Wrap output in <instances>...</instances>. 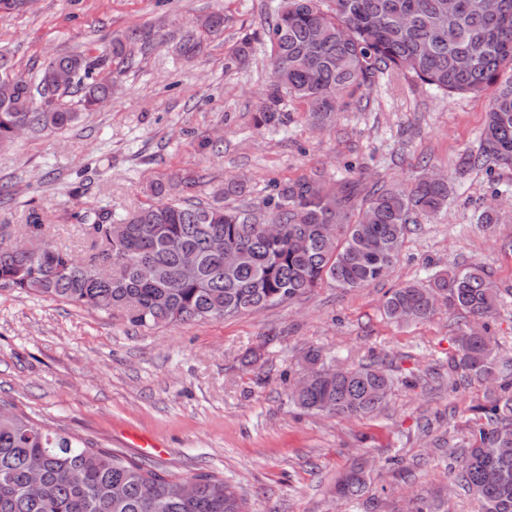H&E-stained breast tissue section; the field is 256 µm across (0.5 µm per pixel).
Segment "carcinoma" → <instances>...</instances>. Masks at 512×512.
Wrapping results in <instances>:
<instances>
[{
	"mask_svg": "<svg viewBox=\"0 0 512 512\" xmlns=\"http://www.w3.org/2000/svg\"><path fill=\"white\" fill-rule=\"evenodd\" d=\"M204 29L186 33L179 54L191 60L212 36L224 34V11L202 17ZM270 43L271 81L253 113L258 129L283 123L288 102L317 100L311 121L328 125L346 98L379 73L401 71L445 96L491 93L477 153L464 154L460 172L476 167L512 166V0H281L263 28ZM148 47L150 34L130 28L97 55L86 51L51 58L36 80L14 71L0 54V146L15 140L14 129L55 132L75 123L80 111L96 109L112 94L99 81L102 68L127 69L131 47ZM252 39L241 38L228 64L244 63ZM80 95L81 109L65 104ZM206 175L176 173L150 185L156 201L124 215L110 210H73L65 220L79 225L96 255L85 262L45 241L35 254L18 244L0 251V286L46 300L67 301L92 312L116 313L131 326L151 329L196 320H223L313 293L328 285L352 290L386 277L396 265L409 225L448 207V179L420 175L395 187L358 198L314 174L272 185L263 209L224 205L242 193L228 181L210 201L191 190ZM280 226L268 236L263 225ZM42 213L31 210L25 236H44ZM240 254L228 266L211 250ZM199 259L192 279L180 276L183 254ZM450 313L481 323L465 324L454 339L448 370L455 383L492 382L477 409L469 446L451 452L454 481L481 504L482 512H512V375L497 364L499 343L489 321L501 292L477 263L445 270L427 283L391 289L383 304L398 322L430 319L435 300ZM394 378L379 365L341 369L333 379L289 387L290 403L309 415L366 418L379 413ZM39 466L46 492L31 485ZM195 493H173L179 478L110 448L51 430L23 412L0 404V512H249L235 484L200 472L189 476ZM369 481L366 468L351 466L336 482V499L360 498Z\"/></svg>",
	"mask_w": 512,
	"mask_h": 512,
	"instance_id": "cac0c4a2",
	"label": "carcinoma"
}]
</instances>
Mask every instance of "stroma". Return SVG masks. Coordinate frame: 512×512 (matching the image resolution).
Masks as SVG:
<instances>
[{
    "instance_id": "1",
    "label": "stroma",
    "mask_w": 512,
    "mask_h": 512,
    "mask_svg": "<svg viewBox=\"0 0 512 512\" xmlns=\"http://www.w3.org/2000/svg\"><path fill=\"white\" fill-rule=\"evenodd\" d=\"M280 0H35L0 16V51L26 77L49 55L101 52L138 27L152 46L114 72L111 100L70 129L22 134L0 150V248L16 245L31 210L44 213L57 246L89 259L73 210L125 213L146 202L147 185L173 172H207L196 195L246 180L232 206L260 205L272 182L322 174L337 186H393L429 168L451 179L448 208L411 225L400 258L380 281L314 294L223 321L135 328L120 316L0 287V402L53 430L117 449L181 476L209 472L233 482L252 512H407L410 501L440 512H480L450 484L449 447L469 440L485 386L452 388L448 360L464 315L439 310L396 323L382 303L398 284L424 282L480 263L505 294L493 329L512 364V167L457 176L460 156L478 151L488 97L451 99L411 78L378 75L331 126L288 105L283 124L256 130L252 116L271 80L266 17ZM229 17L194 62L174 47L191 22ZM247 33L254 51L226 68ZM487 208L498 224L477 221ZM319 348L342 364L382 361L395 384L383 411L348 420L302 413L288 401L303 353ZM373 465L359 501L337 504L332 488L354 460Z\"/></svg>"
}]
</instances>
